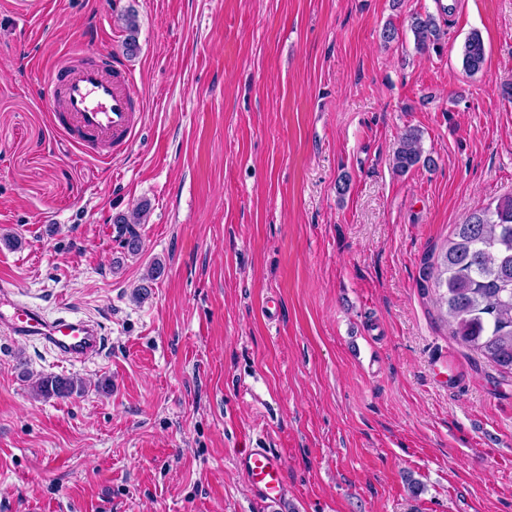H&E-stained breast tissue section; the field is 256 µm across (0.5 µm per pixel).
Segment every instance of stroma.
I'll list each match as a JSON object with an SVG mask.
<instances>
[{
  "instance_id": "35a3bbf8",
  "label": "stroma",
  "mask_w": 512,
  "mask_h": 512,
  "mask_svg": "<svg viewBox=\"0 0 512 512\" xmlns=\"http://www.w3.org/2000/svg\"><path fill=\"white\" fill-rule=\"evenodd\" d=\"M440 3L0 0V269L103 338L72 365L0 336V512H512V373L418 286L453 225L512 194V0ZM416 12L440 52L416 50ZM86 47L143 106L108 168L72 159L37 94ZM409 128L435 165L399 174ZM142 205L133 255L115 218ZM49 374L83 393L36 396ZM250 448L284 460L278 500L238 470ZM410 28L415 37L416 48L420 52H438L441 48V39L444 32L433 15L425 17L415 14L410 18ZM485 48L477 33H473L465 42L463 48V67L470 75L478 73L484 64Z\"/></svg>"
}]
</instances>
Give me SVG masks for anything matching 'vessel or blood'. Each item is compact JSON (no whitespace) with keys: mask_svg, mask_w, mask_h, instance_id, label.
Returning a JSON list of instances; mask_svg holds the SVG:
<instances>
[{"mask_svg":"<svg viewBox=\"0 0 512 512\" xmlns=\"http://www.w3.org/2000/svg\"><path fill=\"white\" fill-rule=\"evenodd\" d=\"M51 116L52 128L77 160L105 164L129 154L138 134V107L131 73L109 54L95 64L72 68L61 61L38 88ZM0 273V329L10 335L39 341L64 360L98 354L101 333L91 321L50 318L39 309L11 298ZM236 465L253 493L267 501L283 492L285 464L266 448L239 456Z\"/></svg>","mask_w":512,"mask_h":512,"instance_id":"obj_1","label":"vessel or blood"}]
</instances>
